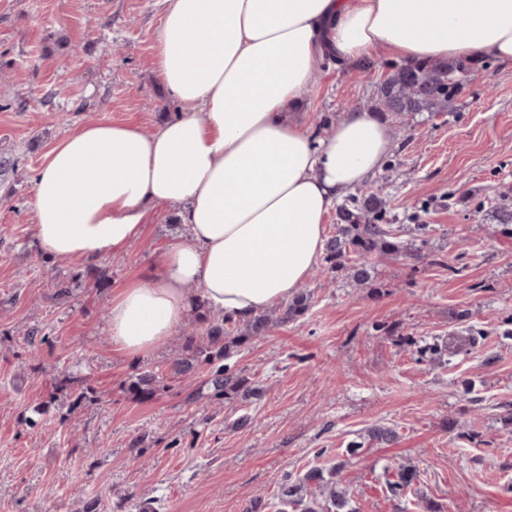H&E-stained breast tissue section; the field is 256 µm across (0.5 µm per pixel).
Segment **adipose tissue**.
<instances>
[{
	"label": "adipose tissue",
	"mask_w": 512,
	"mask_h": 512,
	"mask_svg": "<svg viewBox=\"0 0 512 512\" xmlns=\"http://www.w3.org/2000/svg\"><path fill=\"white\" fill-rule=\"evenodd\" d=\"M165 2L154 70L178 114L149 135L80 128L39 166L32 201L39 252L79 260L124 252L180 207L187 238L112 297V348L126 356L163 346L196 308L244 320L292 297L324 253L333 202L384 165L391 134L371 113L317 139L300 112L326 50L512 63V0Z\"/></svg>",
	"instance_id": "1"
}]
</instances>
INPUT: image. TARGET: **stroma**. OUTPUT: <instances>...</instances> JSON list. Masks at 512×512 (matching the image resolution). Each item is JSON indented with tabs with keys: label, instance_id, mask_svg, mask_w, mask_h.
<instances>
[{
	"label": "stroma",
	"instance_id": "obj_1",
	"mask_svg": "<svg viewBox=\"0 0 512 512\" xmlns=\"http://www.w3.org/2000/svg\"><path fill=\"white\" fill-rule=\"evenodd\" d=\"M164 0H0V512H274L284 475L340 466L356 512H512V64L475 61L441 112L390 119L392 150L365 184L400 250L357 284L320 262L306 312L232 349L254 398L189 377V320L161 348L112 349L113 292L154 270L185 234L160 209L125 252L46 257L33 238L34 175L57 142L94 121L152 132L177 108L153 68ZM384 56L328 58L304 110L315 137L378 111ZM427 227L419 235L410 220ZM67 296H59V289ZM447 341V358L425 352ZM157 376L151 397L131 389ZM250 416L248 427L235 423ZM385 426L396 441L369 431ZM414 470L412 492L387 487Z\"/></svg>",
	"mask_w": 512,
	"mask_h": 512
}]
</instances>
